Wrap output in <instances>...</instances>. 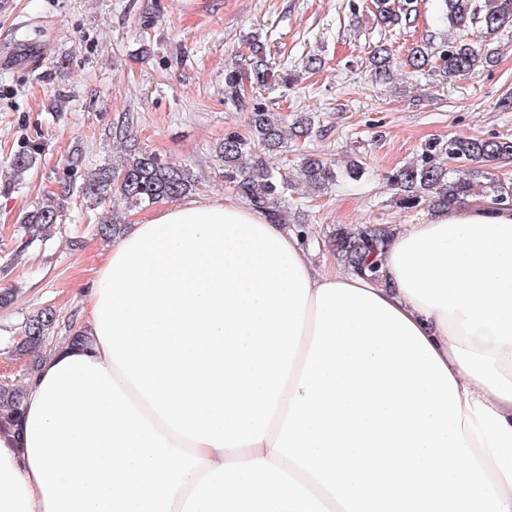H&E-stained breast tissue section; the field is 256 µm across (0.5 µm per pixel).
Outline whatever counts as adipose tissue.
<instances>
[{
    "label": "adipose tissue",
    "mask_w": 512,
    "mask_h": 512,
    "mask_svg": "<svg viewBox=\"0 0 512 512\" xmlns=\"http://www.w3.org/2000/svg\"><path fill=\"white\" fill-rule=\"evenodd\" d=\"M371 280L232 201L129 225L0 434V512H512V211Z\"/></svg>",
    "instance_id": "1"
}]
</instances>
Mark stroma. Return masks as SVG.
Returning <instances> with one entry per match:
<instances>
[{
    "label": "stroma",
    "instance_id": "stroma-1",
    "mask_svg": "<svg viewBox=\"0 0 512 512\" xmlns=\"http://www.w3.org/2000/svg\"><path fill=\"white\" fill-rule=\"evenodd\" d=\"M409 21L382 27L362 0H0V290L15 291L0 309V383L22 378L34 357L14 347L27 319L51 307L59 327L46 347L82 325L87 298L111 242L96 236L97 211L77 190L84 173L120 165L127 139L163 159L190 166L193 198H235L215 153L225 133L248 132V109L224 92V70L243 63L259 37L274 70L249 102L287 119L310 113L305 139L274 155L297 174L310 152L336 166L355 158L360 181L319 193L297 185L289 220L304 229L318 262L340 224H419L429 212L396 202L386 176L412 161L430 139L512 138V26L481 36L493 64L450 79L404 66L408 49L440 44L449 27L438 0H416ZM398 63L376 79L371 51L379 44ZM320 67L306 68L309 59ZM41 155L20 185L9 161L25 142ZM65 195L62 220L42 241L27 242L21 217L47 195Z\"/></svg>",
    "mask_w": 512,
    "mask_h": 512
}]
</instances>
